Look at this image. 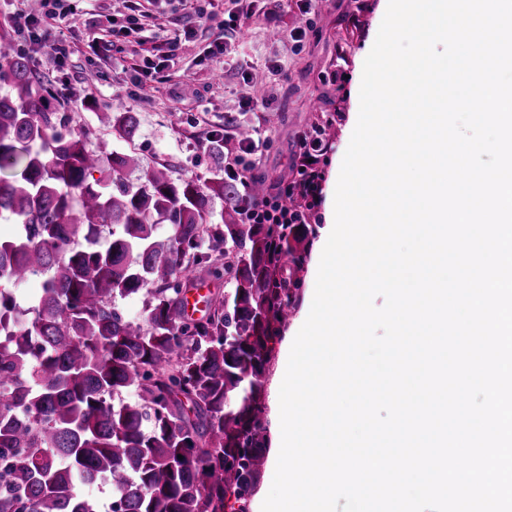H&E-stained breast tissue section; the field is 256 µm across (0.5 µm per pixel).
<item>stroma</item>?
<instances>
[{
  "label": "stroma",
  "instance_id": "1",
  "mask_svg": "<svg viewBox=\"0 0 512 512\" xmlns=\"http://www.w3.org/2000/svg\"><path fill=\"white\" fill-rule=\"evenodd\" d=\"M64 29L72 54L60 60L19 36L13 19L28 11L29 0H0V42L28 59L34 80L51 111L64 115L69 129L85 131L89 149L134 155L142 167L164 166L173 177L203 180L217 167L212 139L235 137L240 126L257 130L268 143L255 173L266 185L294 177L298 138L315 123L332 121L336 134L320 158L330 173L349 145L347 129L360 106L363 64L382 20V0H319L315 14H300L294 0H254L260 18L243 25L230 55L208 48L223 33L224 0H212L204 19L193 15L191 0H140L143 29L113 37L109 22L123 0H70ZM301 27L300 45L289 38ZM189 33L176 62L167 41ZM96 40L94 56L84 48ZM265 77L263 97L279 123L262 112H246L242 99L252 91L245 73ZM341 73L339 83L329 80ZM92 108H84L86 100ZM133 113L138 130L120 137L100 122L102 109Z\"/></svg>",
  "mask_w": 512,
  "mask_h": 512
}]
</instances>
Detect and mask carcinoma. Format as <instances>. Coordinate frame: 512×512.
<instances>
[{"label":"carcinoma","instance_id":"cac0c4a2","mask_svg":"<svg viewBox=\"0 0 512 512\" xmlns=\"http://www.w3.org/2000/svg\"><path fill=\"white\" fill-rule=\"evenodd\" d=\"M0 84V215L22 225L0 239V282L41 278L24 326L0 289V328L16 336L0 347V512H95L79 487L101 476L112 512H234L266 462L263 378L315 227L240 223L220 170L201 183L101 160L84 133L56 130L63 118L6 47ZM104 116L135 136L132 113ZM194 273L230 285L198 318L185 313ZM142 293L145 322L126 319L115 300Z\"/></svg>","mask_w":512,"mask_h":512}]
</instances>
